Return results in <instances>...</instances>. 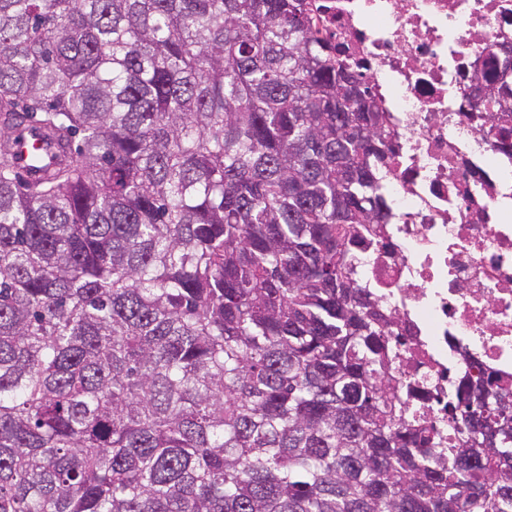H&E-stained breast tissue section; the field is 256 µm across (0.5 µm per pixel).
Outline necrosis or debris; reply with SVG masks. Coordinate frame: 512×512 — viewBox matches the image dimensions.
<instances>
[{
    "instance_id": "necrosis-or-debris-1",
    "label": "necrosis or debris",
    "mask_w": 512,
    "mask_h": 512,
    "mask_svg": "<svg viewBox=\"0 0 512 512\" xmlns=\"http://www.w3.org/2000/svg\"><path fill=\"white\" fill-rule=\"evenodd\" d=\"M312 18L388 114L392 219L356 250L361 280L399 313L394 360L410 415L443 438L464 378L512 388V154L475 134L481 50L512 43V0H311Z\"/></svg>"
}]
</instances>
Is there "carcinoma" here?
<instances>
[{"instance_id":"carcinoma-1","label":"carcinoma","mask_w":512,"mask_h":512,"mask_svg":"<svg viewBox=\"0 0 512 512\" xmlns=\"http://www.w3.org/2000/svg\"><path fill=\"white\" fill-rule=\"evenodd\" d=\"M386 123L308 0H0V512H512V393L406 421L357 276Z\"/></svg>"}]
</instances>
